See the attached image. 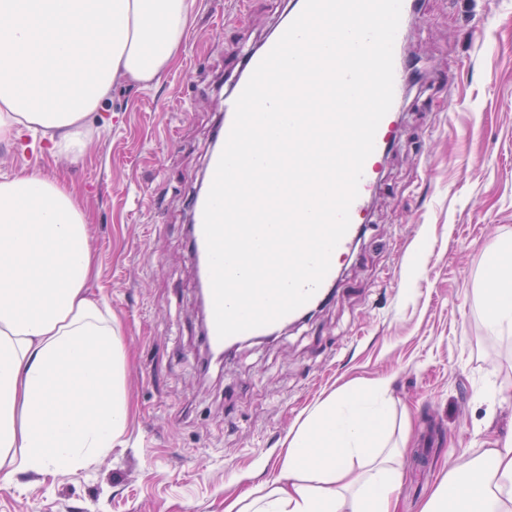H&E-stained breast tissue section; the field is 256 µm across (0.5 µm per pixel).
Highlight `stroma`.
<instances>
[{"instance_id":"obj_1","label":"stroma","mask_w":512,"mask_h":512,"mask_svg":"<svg viewBox=\"0 0 512 512\" xmlns=\"http://www.w3.org/2000/svg\"><path fill=\"white\" fill-rule=\"evenodd\" d=\"M289 0H196L176 62L118 81L83 160L0 145V174L59 178L90 214L95 271L128 354L122 444L75 473L0 482V512H224L278 477L285 439L330 396L385 382L408 414L398 512H421L459 459L512 441V339L490 333L476 288L512 232V0H423L405 52L421 92L401 107L372 222L336 292L276 337L205 361L189 199L219 122L220 79ZM177 126L181 140L162 139Z\"/></svg>"}]
</instances>
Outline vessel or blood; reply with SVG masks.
<instances>
[{
    "label": "vessel or blood",
    "mask_w": 512,
    "mask_h": 512,
    "mask_svg": "<svg viewBox=\"0 0 512 512\" xmlns=\"http://www.w3.org/2000/svg\"><path fill=\"white\" fill-rule=\"evenodd\" d=\"M305 0H291L285 15L277 22L263 44L243 55L233 77L231 88L224 96V116L214 132L215 144L207 158L205 181H212L219 157L223 151L234 121V105L243 91L258 63L268 54L289 24L300 14ZM418 0H402V20L394 42V106L381 120L375 135V146L363 167L359 183V194L350 206V226L331 256V267L320 287L312 296V303H319L327 296L329 288L335 284L340 266L349 258L355 242L366 224L371 221L370 204L373 196L381 187L380 174L385 158L398 140L400 130L399 102H402L410 86V69L403 52V46L410 36L408 18L418 10ZM208 193L200 191L193 194L191 207L193 212L190 257L199 263L201 270H208V255L203 231V212Z\"/></svg>",
    "instance_id": "b4317fda"
}]
</instances>
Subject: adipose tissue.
<instances>
[{
  "mask_svg": "<svg viewBox=\"0 0 512 512\" xmlns=\"http://www.w3.org/2000/svg\"><path fill=\"white\" fill-rule=\"evenodd\" d=\"M194 0H0V143L42 134L79 161L88 117L117 79L172 66ZM94 269L90 217L63 182L0 175V477L74 472L130 421L126 356ZM487 328L512 334V236L487 254ZM385 383L318 405L291 434L272 487L224 512H395L401 446ZM422 512H512V447L446 473Z\"/></svg>",
  "mask_w": 512,
  "mask_h": 512,
  "instance_id": "adipose-tissue-1",
  "label": "adipose tissue"
}]
</instances>
